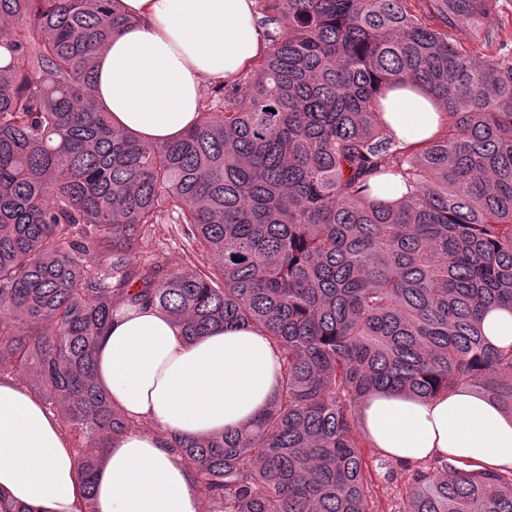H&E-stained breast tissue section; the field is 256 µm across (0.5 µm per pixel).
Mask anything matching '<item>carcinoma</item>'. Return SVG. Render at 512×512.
<instances>
[{
  "label": "carcinoma",
  "instance_id": "1",
  "mask_svg": "<svg viewBox=\"0 0 512 512\" xmlns=\"http://www.w3.org/2000/svg\"><path fill=\"white\" fill-rule=\"evenodd\" d=\"M258 0L267 50L181 138L112 125L94 55L122 0H0V369L30 367L78 450L82 512L109 441L137 427L95 377L116 303L193 340L247 325L279 351L255 423L176 438L209 512H375L360 404L472 387L512 415V24L498 0ZM467 23L475 49L454 42ZM412 83L446 121L406 143L379 98ZM409 188L396 202L373 180ZM176 218L203 266L136 254ZM400 512H512V470L437 457ZM484 332L495 346L512 343V314L507 311L491 310L484 318Z\"/></svg>",
  "mask_w": 512,
  "mask_h": 512
}]
</instances>
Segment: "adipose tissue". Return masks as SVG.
<instances>
[{
	"label": "adipose tissue",
	"instance_id": "1",
	"mask_svg": "<svg viewBox=\"0 0 512 512\" xmlns=\"http://www.w3.org/2000/svg\"><path fill=\"white\" fill-rule=\"evenodd\" d=\"M132 26L95 59L96 95L114 125L146 143L179 138L196 121L205 83L237 76L265 49L255 0H123ZM384 120L417 142L437 132L434 98L389 93ZM97 382L130 430L106 448L95 473V512H202L195 472L171 438H206L251 425L273 398L279 353L242 326L182 337L156 307L122 302L96 349ZM361 426L390 458L461 456L512 470V415L462 388L421 400L379 392L361 404ZM76 454L59 420L27 387L0 379V495L29 512H81Z\"/></svg>",
	"mask_w": 512,
	"mask_h": 512
}]
</instances>
